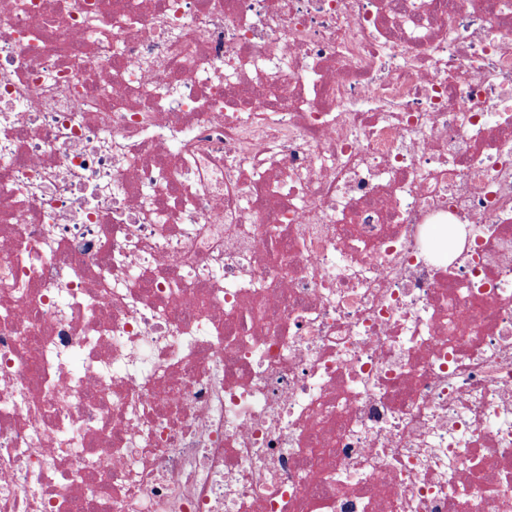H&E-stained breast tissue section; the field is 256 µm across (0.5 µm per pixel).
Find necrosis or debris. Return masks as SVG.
<instances>
[{"label": "necrosis or debris", "instance_id": "obj_1", "mask_svg": "<svg viewBox=\"0 0 512 512\" xmlns=\"http://www.w3.org/2000/svg\"><path fill=\"white\" fill-rule=\"evenodd\" d=\"M0 512H512V0H0Z\"/></svg>", "mask_w": 512, "mask_h": 512}]
</instances>
